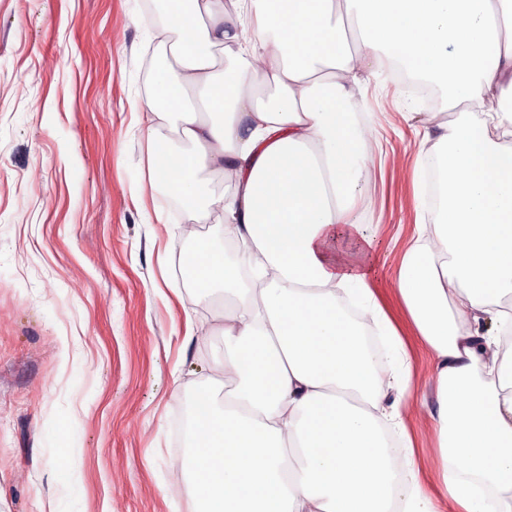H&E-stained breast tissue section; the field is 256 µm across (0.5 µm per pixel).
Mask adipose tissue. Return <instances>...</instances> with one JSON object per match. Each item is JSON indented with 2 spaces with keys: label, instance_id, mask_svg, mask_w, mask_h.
I'll list each match as a JSON object with an SVG mask.
<instances>
[{
  "label": "adipose tissue",
  "instance_id": "1",
  "mask_svg": "<svg viewBox=\"0 0 512 512\" xmlns=\"http://www.w3.org/2000/svg\"><path fill=\"white\" fill-rule=\"evenodd\" d=\"M161 6L139 113L147 180L194 222L185 261L196 303L224 305L212 381L228 386L195 391L171 483L194 512H440L443 499L489 512L477 480L491 512H512V145L488 135L512 136V0ZM387 58L458 111L420 115L416 168L437 175L440 205L393 272L434 363V490L403 421L413 363L364 221L372 142L355 114Z\"/></svg>",
  "mask_w": 512,
  "mask_h": 512
}]
</instances>
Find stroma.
I'll return each instance as SVG.
<instances>
[{
	"instance_id": "stroma-1",
	"label": "stroma",
	"mask_w": 512,
	"mask_h": 512,
	"mask_svg": "<svg viewBox=\"0 0 512 512\" xmlns=\"http://www.w3.org/2000/svg\"><path fill=\"white\" fill-rule=\"evenodd\" d=\"M150 29L143 0H0V512H55L66 489L46 473L71 444L85 512L194 508L167 483L184 460L173 424L224 346L184 333L222 306L167 285L188 221L168 189L131 193L147 165L133 105L146 94ZM361 107L376 139L365 221L378 227V296L425 399L403 418L432 487L433 363L392 282L416 236L419 123L393 84L370 80Z\"/></svg>"
}]
</instances>
